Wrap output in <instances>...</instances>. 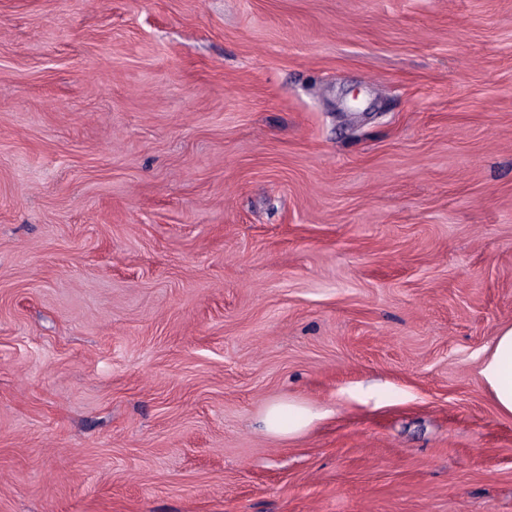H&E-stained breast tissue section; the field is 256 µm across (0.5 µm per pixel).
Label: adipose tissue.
<instances>
[{"label":"adipose tissue","instance_id":"adipose-tissue-1","mask_svg":"<svg viewBox=\"0 0 512 512\" xmlns=\"http://www.w3.org/2000/svg\"><path fill=\"white\" fill-rule=\"evenodd\" d=\"M480 375L498 412L512 417V326L499 330L482 360ZM321 417L320 411L306 403L275 401L266 407L261 423L270 435L295 437Z\"/></svg>","mask_w":512,"mask_h":512}]
</instances>
